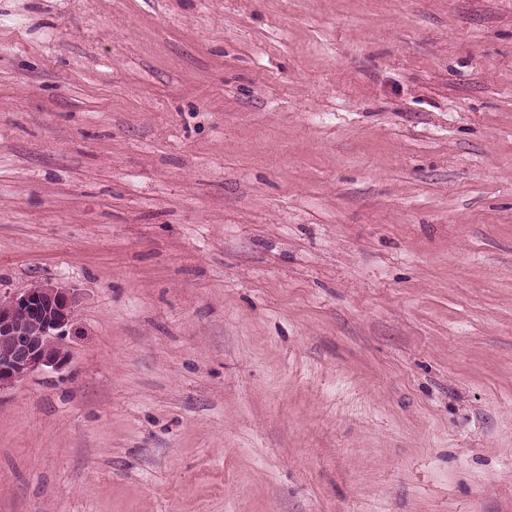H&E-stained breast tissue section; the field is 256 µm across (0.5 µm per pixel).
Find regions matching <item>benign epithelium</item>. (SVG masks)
<instances>
[{
    "label": "benign epithelium",
    "instance_id": "7a95c632",
    "mask_svg": "<svg viewBox=\"0 0 512 512\" xmlns=\"http://www.w3.org/2000/svg\"><path fill=\"white\" fill-rule=\"evenodd\" d=\"M71 289L44 284L0 292V392L31 375L62 370L64 344L74 316Z\"/></svg>",
    "mask_w": 512,
    "mask_h": 512
}]
</instances>
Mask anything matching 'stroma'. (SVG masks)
<instances>
[{
	"label": "stroma",
	"mask_w": 512,
	"mask_h": 512,
	"mask_svg": "<svg viewBox=\"0 0 512 512\" xmlns=\"http://www.w3.org/2000/svg\"><path fill=\"white\" fill-rule=\"evenodd\" d=\"M0 512H512V0H0ZM71 289L35 284L0 292V392L37 372L62 370L70 360L64 344L74 316Z\"/></svg>",
	"instance_id": "1"
}]
</instances>
